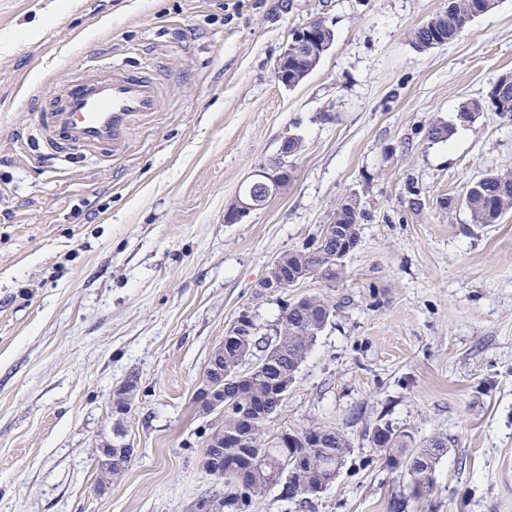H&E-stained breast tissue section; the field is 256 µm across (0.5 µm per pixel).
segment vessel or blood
Segmentation results:
<instances>
[{"mask_svg":"<svg viewBox=\"0 0 512 512\" xmlns=\"http://www.w3.org/2000/svg\"><path fill=\"white\" fill-rule=\"evenodd\" d=\"M163 102L164 86L150 67L94 66L65 86L60 105L41 113L40 143L63 157L100 148L123 153L131 126L161 111Z\"/></svg>","mask_w":512,"mask_h":512,"instance_id":"1","label":"vessel or blood"}]
</instances>
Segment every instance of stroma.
Masks as SVG:
<instances>
[{
    "mask_svg": "<svg viewBox=\"0 0 512 512\" xmlns=\"http://www.w3.org/2000/svg\"><path fill=\"white\" fill-rule=\"evenodd\" d=\"M448 0H0V512H186L211 482L195 394L243 310L272 333L282 301L336 306L282 406L277 435L344 431L351 450L309 502L251 512H512V210L472 223L462 198L512 171V120L461 105L512 74V0L453 43L413 34ZM334 43L297 87L273 70L292 29ZM159 63L163 109L113 157L42 149L38 115L86 66ZM436 122L447 141H429ZM292 177L241 223L224 212L285 136ZM368 213L333 281L259 284L344 198ZM130 467L97 488L93 448L129 376ZM448 446L414 497L365 433Z\"/></svg>",
    "mask_w": 512,
    "mask_h": 512,
    "instance_id": "35a3bbf8",
    "label": "stroma"
}]
</instances>
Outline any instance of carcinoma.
Listing matches in <instances>:
<instances>
[{
  "mask_svg": "<svg viewBox=\"0 0 512 512\" xmlns=\"http://www.w3.org/2000/svg\"><path fill=\"white\" fill-rule=\"evenodd\" d=\"M495 7V0H448L447 9L419 27L414 44L421 51L455 41L474 18ZM314 55L290 56L284 63L288 77L303 81L314 71ZM505 118H512V75L499 76L492 84L488 99H470L463 103L459 117L467 121L486 105ZM463 203L475 224H496L502 214L512 208V172H490L467 187ZM365 219L362 208H336L331 223L336 225V238L323 244L316 240L288 257V278L302 268L313 266L335 271L327 275L334 280L339 275L343 259L338 252L354 250L359 242L360 224ZM336 308L321 296H309L295 305L281 304L274 337L259 343L254 335L237 337L238 354L224 359V380L219 384L223 401L221 424L211 428L201 458L202 468H208L209 455L220 451L224 455V475L201 493L213 500L215 512H241L246 501H256L277 486L281 494L294 500L316 496L325 491L323 481L330 470H341L350 452L347 436L334 427H325L319 443L293 437V450L286 454L279 437H263V421L255 413L274 414L281 406L282 391L291 385L296 372L305 361L327 319ZM119 438L112 441L108 467L97 472V482L123 475L132 462L126 447L127 429H115ZM371 447L384 459V464L412 486L420 485L424 494L435 486V472L440 460L437 450L446 448L440 438L425 441L418 448L403 447L406 434L389 424H378L366 433Z\"/></svg>",
  "mask_w": 512,
  "mask_h": 512,
  "instance_id": "carcinoma-1",
  "label": "carcinoma"
}]
</instances>
